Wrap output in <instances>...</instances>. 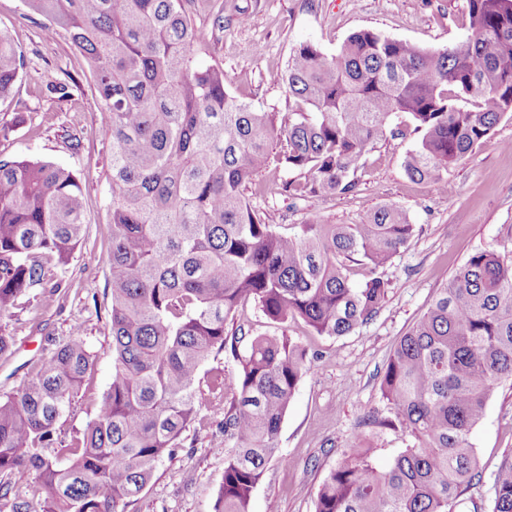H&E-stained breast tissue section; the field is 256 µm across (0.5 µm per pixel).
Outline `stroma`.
<instances>
[{"instance_id":"obj_1","label":"stroma","mask_w":512,"mask_h":512,"mask_svg":"<svg viewBox=\"0 0 512 512\" xmlns=\"http://www.w3.org/2000/svg\"><path fill=\"white\" fill-rule=\"evenodd\" d=\"M241 8L248 14L246 24L212 29L214 13L231 18ZM192 17L236 96L272 112L284 110L288 102L275 75L301 43L332 53L351 33L371 29L442 49L460 41L467 24L464 0H196ZM43 22L21 0H0V28L8 30L27 60L11 97L0 102V154L74 171L82 183L85 226L68 265L58 273L61 288L34 289L0 314V329L14 338L12 349L0 355V397L16 391L74 325H81L94 366L58 423L60 434L68 436L86 428L94 416L92 399L112 379L106 265L112 149L102 133L108 115L97 108L85 60L67 35L43 41ZM66 73L81 84V94L63 98L48 92L47 82ZM417 141L412 133L378 141L365 155L359 186L350 194L297 200L272 188L273 170L256 177L268 190L253 203L270 223L300 224L317 217L329 224H357L374 208L392 204L407 213L416 231L383 269L390 287L373 320L340 337L317 335L300 322L289 324V335L307 349L312 365L288 407L277 454L253 491L250 512H266L271 503L277 512H314L323 480L362 437L370 438L373 459L381 466L411 445L410 437L375 425L393 415L380 380L395 346L460 264L480 250L512 247V115L449 167L448 194L407 176L404 160ZM223 411L222 399L202 391L200 422L186 431L184 448L158 464L128 512H214L224 476V457L216 452L224 443L217 428ZM471 443L484 471L455 512H473L476 503L491 512L494 472L512 458V384L495 389Z\"/></svg>"}]
</instances>
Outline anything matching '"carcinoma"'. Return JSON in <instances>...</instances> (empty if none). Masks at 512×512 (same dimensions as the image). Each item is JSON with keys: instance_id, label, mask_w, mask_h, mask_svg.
Masks as SVG:
<instances>
[{"instance_id": "carcinoma-1", "label": "carcinoma", "mask_w": 512, "mask_h": 512, "mask_svg": "<svg viewBox=\"0 0 512 512\" xmlns=\"http://www.w3.org/2000/svg\"><path fill=\"white\" fill-rule=\"evenodd\" d=\"M47 19L42 39L65 34L92 72L109 113L112 231V382L95 418L64 441L56 424L93 367L80 327L0 399V512H127L158 463L182 447L198 414L203 364H238L224 393V478L216 512H250L277 452L306 351L286 334L303 320L326 336L371 321L388 294L379 270L415 225L394 205L358 224H271L245 191L269 163L291 175L296 199L353 192L378 140L418 134L404 168L447 183L448 167L512 112V0H465L467 35L427 49L370 29L332 54L300 44L277 81L283 112L238 98L196 29L195 0H23ZM25 67L0 29V100ZM84 227L70 170L0 155V313L27 290L52 286L46 264L67 265ZM366 269L350 283L351 265ZM253 302L281 332L246 353L226 331ZM512 382V250L471 255L394 348L380 390L396 428L415 444L386 467L362 444L331 470L315 512H453L481 479L470 438L498 384ZM34 475L32 493H13ZM492 512H512V460L494 478Z\"/></svg>"}]
</instances>
